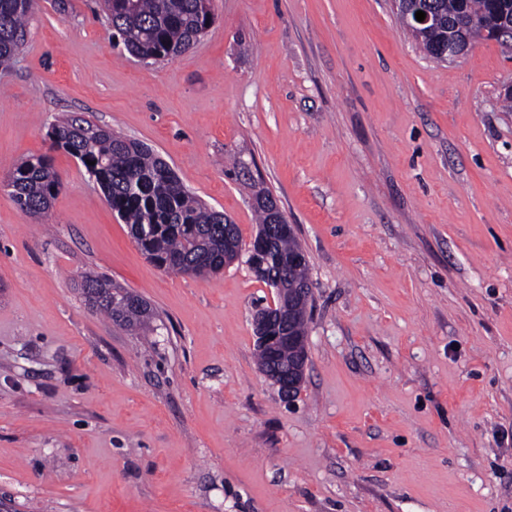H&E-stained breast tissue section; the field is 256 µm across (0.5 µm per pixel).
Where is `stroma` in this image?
Listing matches in <instances>:
<instances>
[{"label":"stroma","mask_w":512,"mask_h":512,"mask_svg":"<svg viewBox=\"0 0 512 512\" xmlns=\"http://www.w3.org/2000/svg\"><path fill=\"white\" fill-rule=\"evenodd\" d=\"M189 51L142 62L97 0H36L0 65V505L7 512H512V39L427 58L393 0H212ZM82 115L150 146L257 231V168L309 263L295 401L261 374L245 261L153 266L48 136ZM62 188L38 223L3 183ZM91 270L157 330L93 312ZM7 186L19 209L33 217H46L62 182L52 161L45 155L32 156L11 172Z\"/></svg>","instance_id":"1"}]
</instances>
